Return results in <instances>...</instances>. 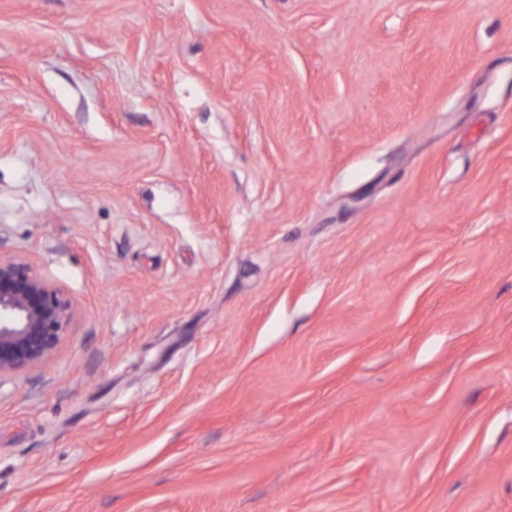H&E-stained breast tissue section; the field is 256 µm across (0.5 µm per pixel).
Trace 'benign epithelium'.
Returning a JSON list of instances; mask_svg holds the SVG:
<instances>
[{
	"label": "benign epithelium",
	"mask_w": 512,
	"mask_h": 512,
	"mask_svg": "<svg viewBox=\"0 0 512 512\" xmlns=\"http://www.w3.org/2000/svg\"><path fill=\"white\" fill-rule=\"evenodd\" d=\"M71 305L21 257L0 256V374L35 366L66 336Z\"/></svg>",
	"instance_id": "1"
}]
</instances>
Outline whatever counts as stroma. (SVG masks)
<instances>
[{
    "mask_svg": "<svg viewBox=\"0 0 512 512\" xmlns=\"http://www.w3.org/2000/svg\"><path fill=\"white\" fill-rule=\"evenodd\" d=\"M0 512H512V0H0ZM71 305L21 257L0 255V375L35 366L66 336Z\"/></svg>",
    "mask_w": 512,
    "mask_h": 512,
    "instance_id": "obj_1",
    "label": "stroma"
}]
</instances>
